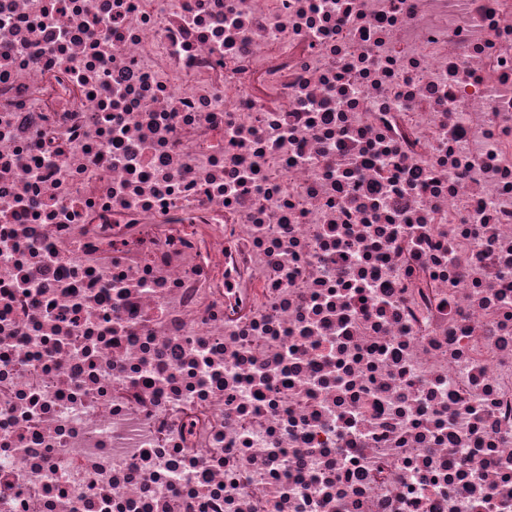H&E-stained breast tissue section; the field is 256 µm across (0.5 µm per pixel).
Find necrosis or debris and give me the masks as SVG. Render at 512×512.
<instances>
[{
    "mask_svg": "<svg viewBox=\"0 0 512 512\" xmlns=\"http://www.w3.org/2000/svg\"><path fill=\"white\" fill-rule=\"evenodd\" d=\"M0 512H512V0H0Z\"/></svg>",
    "mask_w": 512,
    "mask_h": 512,
    "instance_id": "1",
    "label": "necrosis or debris"
}]
</instances>
